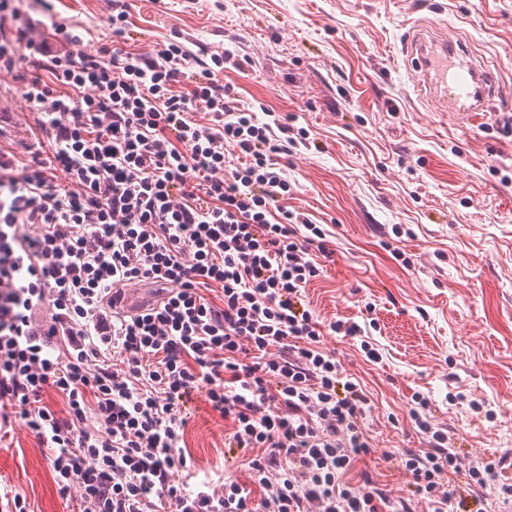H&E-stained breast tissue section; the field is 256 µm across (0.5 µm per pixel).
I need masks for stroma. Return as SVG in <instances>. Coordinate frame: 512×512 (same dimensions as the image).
<instances>
[{"label":"stroma","instance_id":"1","mask_svg":"<svg viewBox=\"0 0 512 512\" xmlns=\"http://www.w3.org/2000/svg\"><path fill=\"white\" fill-rule=\"evenodd\" d=\"M23 0L43 33L49 18L87 30L96 53L112 38V0ZM132 48L180 33L196 53L231 51L222 78L252 110L291 118L308 139L285 158L289 207L326 231L330 258L306 290L321 320L366 326L382 358L327 333L326 351L370 394L360 464L391 503L427 512L402 469L401 449L426 443L413 394L430 401L465 460L493 463L512 485V0H127ZM463 44L492 72L498 96L458 120L416 89L405 42L415 30ZM0 74V146H37V116ZM403 260H396L394 251ZM373 311H366V304ZM182 448L199 474L246 480L224 447L232 424L193 396ZM28 512H75L46 449L22 423L0 440V487Z\"/></svg>","mask_w":512,"mask_h":512}]
</instances>
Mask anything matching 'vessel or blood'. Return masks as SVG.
<instances>
[{"label":"vessel or blood","instance_id":"obj_1","mask_svg":"<svg viewBox=\"0 0 512 512\" xmlns=\"http://www.w3.org/2000/svg\"><path fill=\"white\" fill-rule=\"evenodd\" d=\"M423 43L422 36H415L406 51L429 90L435 111L460 117L486 111L494 94L493 74L481 71L465 51L444 44L427 50Z\"/></svg>","mask_w":512,"mask_h":512}]
</instances>
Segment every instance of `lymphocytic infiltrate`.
<instances>
[{
    "instance_id": "f902f5d3",
    "label": "lymphocytic infiltrate",
    "mask_w": 512,
    "mask_h": 512,
    "mask_svg": "<svg viewBox=\"0 0 512 512\" xmlns=\"http://www.w3.org/2000/svg\"><path fill=\"white\" fill-rule=\"evenodd\" d=\"M129 18L114 0L113 41L89 54L81 25L36 37L0 0V72L18 73L49 145L0 149V429L27 427L82 512H388L371 477H349L370 452L369 394L322 348L324 330L363 329L306 299L326 233L287 208L280 164L304 130L239 106L229 54L128 48ZM131 285L155 296L126 311ZM195 393L231 420L251 485L182 480ZM412 401L427 449L402 467L429 512H455L444 476L485 488L498 472L462 461Z\"/></svg>"
}]
</instances>
